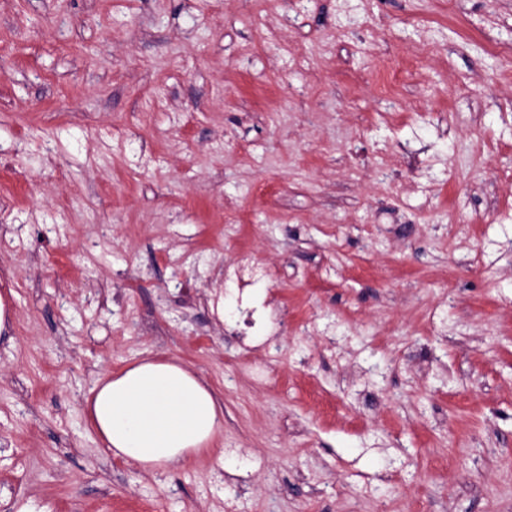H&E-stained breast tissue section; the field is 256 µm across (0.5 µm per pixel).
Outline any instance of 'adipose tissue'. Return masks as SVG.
<instances>
[{
  "label": "adipose tissue",
  "mask_w": 512,
  "mask_h": 512,
  "mask_svg": "<svg viewBox=\"0 0 512 512\" xmlns=\"http://www.w3.org/2000/svg\"><path fill=\"white\" fill-rule=\"evenodd\" d=\"M86 404L104 447L146 471L185 462L224 428V410L208 385L175 360L145 357L104 373Z\"/></svg>",
  "instance_id": "obj_1"
}]
</instances>
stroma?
I'll list each match as a JSON object with an SVG mask.
<instances>
[{"label": "stroma", "mask_w": 512, "mask_h": 512, "mask_svg": "<svg viewBox=\"0 0 512 512\" xmlns=\"http://www.w3.org/2000/svg\"><path fill=\"white\" fill-rule=\"evenodd\" d=\"M0 303V512H512V0H0ZM144 356L224 409L152 472ZM244 268H240L239 266L234 267L232 269L228 268L224 272V279L229 281H235L238 287V302L242 307V311L246 314L247 318H250L251 321H254V315L257 309L251 305L249 300L244 299V288L251 286L250 280H245ZM86 397L104 448L145 471L185 462L222 435L224 410L208 385L175 360L142 358L98 378Z\"/></svg>", "instance_id": "obj_1"}]
</instances>
